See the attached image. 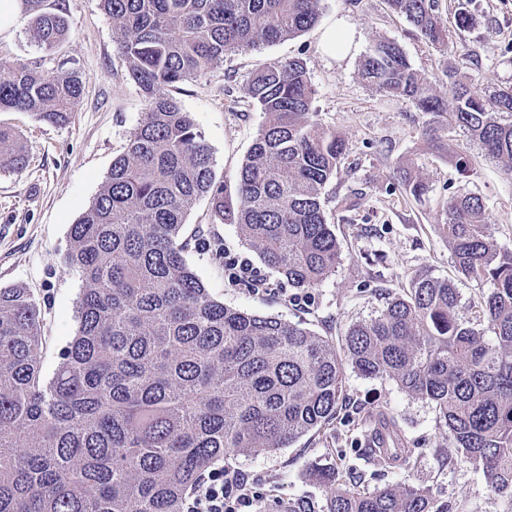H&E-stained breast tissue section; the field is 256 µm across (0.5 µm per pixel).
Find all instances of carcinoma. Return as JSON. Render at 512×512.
Masks as SVG:
<instances>
[{
  "label": "carcinoma",
  "mask_w": 512,
  "mask_h": 512,
  "mask_svg": "<svg viewBox=\"0 0 512 512\" xmlns=\"http://www.w3.org/2000/svg\"><path fill=\"white\" fill-rule=\"evenodd\" d=\"M22 2L44 50L72 35L64 13ZM320 2L101 0L147 111L71 225L65 266L82 282L79 329L50 379L41 304L22 285L0 288V512H186L188 492L217 462L326 429L349 367L432 403L449 445L482 468L490 491L512 499V250L492 239L480 197L451 198L442 225L458 275L490 285L475 317L460 313L453 283L417 274L377 316L350 326L339 349L300 322L215 300L187 263L201 236L235 224L292 288H316L336 272L341 249L322 190L346 144L316 120L306 63L270 59L244 85L265 121L231 187L215 184L210 150L172 96L229 51L306 32ZM471 2L459 0L456 28L472 24ZM389 3L430 46L449 42L435 0ZM359 76L433 115L438 129L461 130L512 173V82L489 94L488 108L451 72L448 101L389 39L372 44ZM82 92L73 68L47 74L0 62V111L61 126ZM25 166L19 137L0 126V170ZM400 179L418 201L429 192L408 171ZM202 196L210 223L189 231L186 216ZM382 430L395 446L379 457L408 465L395 421ZM311 474L327 487L325 512H446L426 488L371 490L320 464Z\"/></svg>",
  "instance_id": "obj_1"
}]
</instances>
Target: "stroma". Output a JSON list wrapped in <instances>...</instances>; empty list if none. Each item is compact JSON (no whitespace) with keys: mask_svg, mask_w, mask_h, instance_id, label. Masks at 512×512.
Listing matches in <instances>:
<instances>
[{"mask_svg":"<svg viewBox=\"0 0 512 512\" xmlns=\"http://www.w3.org/2000/svg\"><path fill=\"white\" fill-rule=\"evenodd\" d=\"M458 0H438L436 13L450 30V44L435 49L394 13L387 0H321L318 23L301 36L246 52H230L223 65L181 83L174 96L189 112L212 155L216 181L232 182L264 122L245 102L242 87L251 73L272 58H302L315 90L314 108L323 125L344 138L346 157L325 186L322 198L342 247L335 273L295 303V289L268 283L256 294L231 284L212 248L198 245L187 261L226 306L277 316L342 344L354 322L374 317L388 299L403 293L412 277L424 273L454 281L463 316L486 285L459 278L441 226L451 196L460 191L486 204L489 231L501 248L512 250V176L501 163L484 157L461 130L431 139L433 123L409 100L376 92L358 76V66L378 39L396 41L413 68L447 95V74L469 78L481 93L512 82V0H475L469 29L454 26ZM63 10L73 36L57 49L39 47L29 19L19 15L0 34V61L37 63L45 71L77 69L83 92L69 123L53 126L27 112H0V125L21 136L27 155L22 173L0 170V288L21 284L40 302L46 348L44 377H51L60 355L75 336L76 299L81 282L64 264L68 235L88 208L146 110L139 87L129 79L113 40L112 20L100 0H45ZM351 27L352 45L341 59L325 53L322 33L336 20ZM423 178L430 191L414 200L400 184L402 170ZM346 397L339 418L318 434L302 437L274 452L238 456L234 466L253 479L264 512H288L304 503L322 512L325 490L309 479L313 461L353 469L363 484L376 488L408 483L431 490L450 512H512V501L490 493L481 468L449 447L434 406L385 377L345 376ZM393 418L404 447L412 451L405 468L373 456L379 415Z\"/></svg>","mask_w":512,"mask_h":512,"instance_id":"stroma-1","label":"stroma"}]
</instances>
